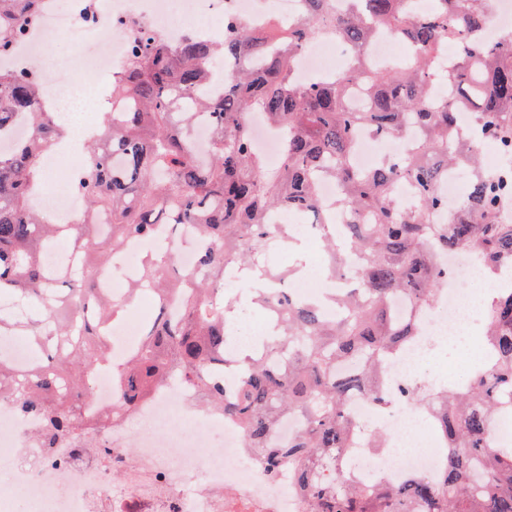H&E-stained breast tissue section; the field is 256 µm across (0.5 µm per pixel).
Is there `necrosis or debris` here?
I'll list each match as a JSON object with an SVG mask.
<instances>
[{"label":"necrosis or debris","instance_id":"4bbe7bcc","mask_svg":"<svg viewBox=\"0 0 512 512\" xmlns=\"http://www.w3.org/2000/svg\"><path fill=\"white\" fill-rule=\"evenodd\" d=\"M303 14V0H109L104 10L94 0H67L63 7L49 0L11 54L0 59V68L28 69L57 38L70 34L78 48L95 46L99 73L115 82L136 31L156 33L174 48L190 35L216 40L224 34L223 22L233 19L274 40ZM147 248L128 241L101 277L99 291L124 296L125 285L142 275L139 254ZM442 263L448 276L436 312L419 313L402 295L391 302L395 319L420 328L418 341L385 367L391 392L439 380V372L422 371L434 344L465 352L477 345L471 332L486 303L456 280L483 283L484 270L457 251ZM348 410L362 430L379 425L391 435L379 451L361 441L351 458L360 476L380 475L394 484L415 475L439 478L444 436L419 406L400 399L386 415L356 392ZM42 434L40 418L20 417L11 402L0 401V512H13L19 496L37 512H305L288 486L287 469L272 473L250 462L238 426L223 410L203 408L196 390L181 380L156 388L131 414L108 423L97 432L96 447L84 450L67 438L48 448Z\"/></svg>","mask_w":512,"mask_h":512}]
</instances>
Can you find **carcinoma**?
<instances>
[{
	"mask_svg": "<svg viewBox=\"0 0 512 512\" xmlns=\"http://www.w3.org/2000/svg\"><path fill=\"white\" fill-rule=\"evenodd\" d=\"M45 0H0V56L12 50ZM411 0H347L333 15L329 0H304V17L272 43L243 24L224 30V43L188 38L176 48L144 32L123 62L124 81L112 86V111L85 143L78 167L82 210L72 224H56L33 204L45 189L43 153L58 144L64 127L43 101V76L34 64L24 74L0 69V138L21 120L30 135L8 152L0 150V293L36 304L37 314L8 321L0 333L42 345L46 329L70 348L48 353L20 372L0 361V386L23 414H40L50 444L93 428L79 410L93 403L92 377L111 365L104 323L115 319L118 300L97 295L108 261L130 239H153L163 224H193L208 247L191 271L167 280L174 252L156 254L134 295L151 289L174 300L142 326L139 344L113 371L114 410L131 411L172 374L191 384L212 406L242 429L250 459L276 472L288 465L308 512H512V446L500 448L490 429L512 410V288L494 294L487 306L483 343L491 360L464 388L429 390L425 406L447 445L446 466L437 481L414 476L400 485L383 477L361 480L348 463L360 429L347 402L363 390L387 400V361L419 336L415 322L394 320L392 299L410 297L427 310L445 277L441 256L464 249L491 275L512 264V221L502 220L499 198L512 182L483 173L475 143L462 136L463 116L471 135L494 140L512 164V35L485 45V0H433V9L413 11ZM327 27L355 59L328 83L302 84L295 60L305 43ZM413 44L419 53L402 64L368 65L365 54L377 30ZM461 33L457 51L440 64L444 39ZM263 56L264 67H239L224 81V97L198 96L229 59ZM362 85L369 110L347 102ZM262 112L285 139L279 164L268 169L252 143L247 116ZM210 114L213 139L200 154L189 126L197 112ZM374 137L405 134L410 148L371 170L353 162L359 131ZM472 177L463 200L448 211L438 185L455 169ZM332 179L339 205L353 221L328 236L331 271L349 267L363 288L339 300L331 315L309 302L269 289L265 298L283 312L282 338L270 350L287 349L280 363L250 353L240 360L243 376L236 396L224 397L225 382L207 375L225 359L224 309L213 294L224 270L252 263L255 253L281 241L269 216L288 211L321 221L318 183ZM406 182L411 203L398 192ZM73 243L77 264L55 270L44 260L51 239ZM353 362L341 378L338 363ZM298 415L302 431L285 444L274 439L279 421Z\"/></svg>",
	"mask_w": 512,
	"mask_h": 512,
	"instance_id": "carcinoma-1",
	"label": "carcinoma"
}]
</instances>
